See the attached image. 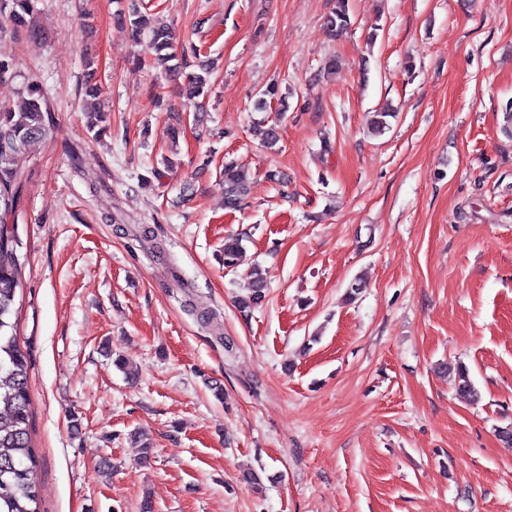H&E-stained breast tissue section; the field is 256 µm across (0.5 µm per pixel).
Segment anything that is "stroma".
<instances>
[{
  "instance_id": "stroma-1",
  "label": "stroma",
  "mask_w": 512,
  "mask_h": 512,
  "mask_svg": "<svg viewBox=\"0 0 512 512\" xmlns=\"http://www.w3.org/2000/svg\"><path fill=\"white\" fill-rule=\"evenodd\" d=\"M135 5L213 65L209 134L175 117L176 82L117 26ZM334 6L38 0L47 39L8 43L17 77L0 102L34 76L56 118L27 151L17 227L41 512H512L498 437L512 423V0H350L340 37L324 25ZM87 52L97 101L78 93ZM273 83L283 109L258 111ZM100 105L98 138L86 114ZM264 120L275 148L251 133ZM230 160L250 182L235 212ZM143 224L168 261L133 237ZM242 232L225 268L224 239ZM255 264L268 288L245 314ZM456 363L478 400L458 395Z\"/></svg>"
}]
</instances>
